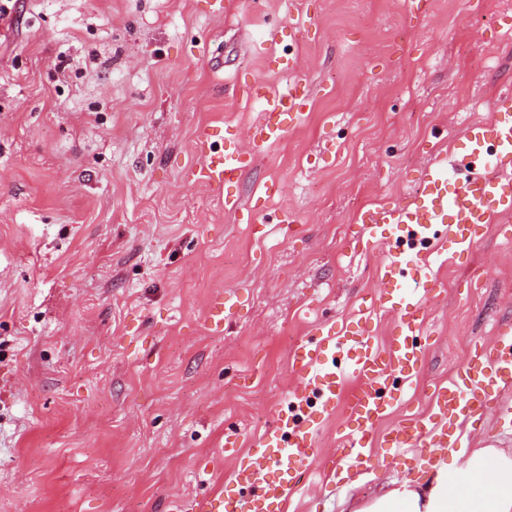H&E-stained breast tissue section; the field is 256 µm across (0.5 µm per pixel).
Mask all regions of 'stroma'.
Returning a JSON list of instances; mask_svg holds the SVG:
<instances>
[{"mask_svg": "<svg viewBox=\"0 0 512 512\" xmlns=\"http://www.w3.org/2000/svg\"><path fill=\"white\" fill-rule=\"evenodd\" d=\"M209 3L17 0L0 20V512H183L231 489L225 438L272 425L316 324L363 315L372 345L391 339L360 213L409 200L512 89V0H429L412 20L398 0ZM299 77L307 120L244 172L257 221L239 223L194 179L196 133H245L263 105L244 84ZM286 209L296 223H276ZM428 275L409 400L347 477L344 410L326 417L286 512H353L418 477L382 463L381 436L512 323V221L468 252L439 239ZM226 291L243 304L217 334Z\"/></svg>", "mask_w": 512, "mask_h": 512, "instance_id": "35a3bbf8", "label": "stroma"}]
</instances>
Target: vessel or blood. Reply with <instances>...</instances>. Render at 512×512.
I'll return each instance as SVG.
<instances>
[{
	"instance_id": "1",
	"label": "vessel or blood",
	"mask_w": 512,
	"mask_h": 512,
	"mask_svg": "<svg viewBox=\"0 0 512 512\" xmlns=\"http://www.w3.org/2000/svg\"><path fill=\"white\" fill-rule=\"evenodd\" d=\"M250 96L266 100L261 121L247 132L248 149L210 128L196 137L202 158L197 176L224 209L239 220L251 216L233 192L245 170L246 158L262 154L281 140L288 128L305 121L306 101L297 89L270 96L264 83L248 86ZM465 149L449 168L443 155L420 168L417 195L404 203L377 205L360 214L368 247L382 248L379 285L392 302L400 323L392 343L371 346L361 327L336 330L329 323L316 331L312 346L293 353L291 368L299 386L277 412L274 427L240 450L237 439L226 438L225 453L234 459L233 482L252 488L249 499L232 494L195 501L192 512H284L289 496L298 488L303 469L312 465L317 442L316 416L343 404L348 446L339 459L342 469L359 467L367 453L365 439L385 414L388 400H401L400 390L388 387L391 378H411L421 366L420 354L409 339L416 335L418 314L431 290L424 279L406 275L408 265L424 269L421 251L434 239L435 226H445L447 238L469 251L478 244L476 231L495 219L512 217V93L501 94L491 122L470 123L464 131ZM348 358L337 366V355ZM359 380L346 389L348 376ZM512 387V325H501L491 343L475 347L447 385L437 388L428 417L402 421L384 435L392 452L412 449L427 460L436 452L466 448L473 426L485 411H493L497 425L512 432V403L502 392Z\"/></svg>"
}]
</instances>
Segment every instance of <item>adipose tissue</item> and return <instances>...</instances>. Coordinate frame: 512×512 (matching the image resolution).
Listing matches in <instances>:
<instances>
[{
	"mask_svg": "<svg viewBox=\"0 0 512 512\" xmlns=\"http://www.w3.org/2000/svg\"><path fill=\"white\" fill-rule=\"evenodd\" d=\"M479 481L485 489L473 493ZM356 512H512V453L463 448L438 457L420 478L393 485Z\"/></svg>",
	"mask_w": 512,
	"mask_h": 512,
	"instance_id": "adipose-tissue-1",
	"label": "adipose tissue"
}]
</instances>
